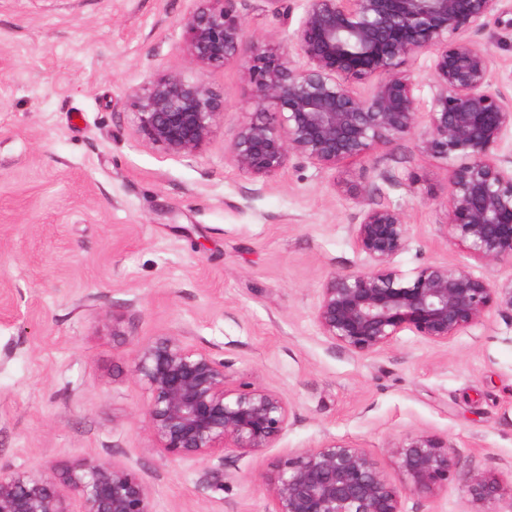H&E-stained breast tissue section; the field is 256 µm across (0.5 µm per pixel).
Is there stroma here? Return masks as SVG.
Here are the masks:
<instances>
[{
  "instance_id": "obj_1",
  "label": "stroma",
  "mask_w": 512,
  "mask_h": 512,
  "mask_svg": "<svg viewBox=\"0 0 512 512\" xmlns=\"http://www.w3.org/2000/svg\"><path fill=\"white\" fill-rule=\"evenodd\" d=\"M196 0H0V468L84 459L132 467L153 512H270L262 472L294 448L329 441L371 452L395 484L391 446L425 433L455 448L458 469L405 512H512L461 490L473 470L512 478V311L492 312L448 343L404 331L351 353L322 336L313 311L331 272L364 260L350 227L365 207L399 210L409 248L391 267L433 263L512 279L449 241L446 161L408 137L323 170L291 160L254 179L229 160L252 109L245 64L203 68L186 53ZM248 44L288 43L265 0H234ZM473 40L512 98V0ZM161 73L204 79L223 101L189 158L137 131V98ZM180 336L222 360L232 380L281 393L292 413L274 448L229 455L235 482L156 449L148 401L130 371L136 346Z\"/></svg>"
}]
</instances>
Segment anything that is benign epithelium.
I'll return each instance as SVG.
<instances>
[{
	"label": "benign epithelium",
	"instance_id": "obj_1",
	"mask_svg": "<svg viewBox=\"0 0 512 512\" xmlns=\"http://www.w3.org/2000/svg\"><path fill=\"white\" fill-rule=\"evenodd\" d=\"M185 21L186 49L201 66L249 58L253 112L231 144L240 172L267 178L294 158L324 170L416 135L420 85L402 70L415 53L431 55L430 101L420 148L449 161L448 239L486 265L512 263V166L498 155L512 129V100L492 87L493 57L471 38L499 0H303L293 46L247 44L233 0H197ZM295 48L302 63L292 59ZM376 80L365 96L354 81ZM224 104L204 79L156 76L137 104V128L169 154L191 157L209 138ZM351 235L366 264L333 272L313 316L328 341L361 355L409 330L446 344L493 311L512 310V279L496 283L466 265L434 263L403 278L391 261L409 246L410 225L388 205L364 208ZM131 372L149 400L144 421L156 448L209 462L259 456L288 429L286 398L251 381L235 382L223 361L180 336L135 348ZM404 483L396 485L364 448L334 441L288 452L268 480L270 512H405L448 485L455 449L419 433L390 448ZM465 489L477 500L512 496V481L478 470ZM0 512H153L148 488L130 467L86 459L63 469L0 470Z\"/></svg>",
	"mask_w": 512,
	"mask_h": 512
}]
</instances>
